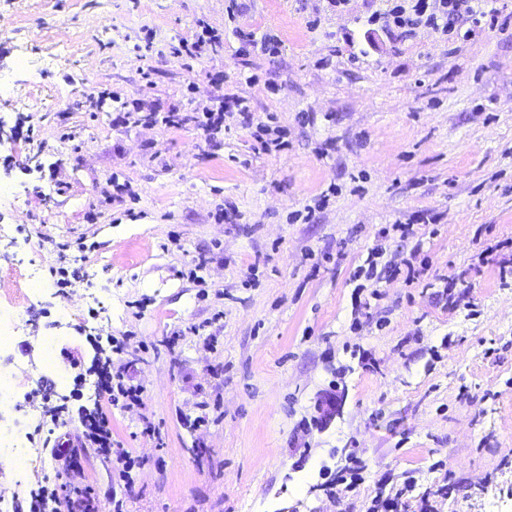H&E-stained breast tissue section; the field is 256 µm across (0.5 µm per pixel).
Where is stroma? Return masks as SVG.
Instances as JSON below:
<instances>
[{
	"label": "stroma",
	"mask_w": 512,
	"mask_h": 512,
	"mask_svg": "<svg viewBox=\"0 0 512 512\" xmlns=\"http://www.w3.org/2000/svg\"><path fill=\"white\" fill-rule=\"evenodd\" d=\"M383 6L0 0V224L33 245L0 242V311L29 286L14 265L50 286L12 348L42 428L25 471L0 447V512L62 484L111 512H363L394 486L398 512H512V0L473 41L370 30ZM203 25L224 44L185 67L170 46ZM49 55L31 86L20 57ZM232 94L249 113L198 129ZM269 117L284 149L253 137ZM126 336L134 411L94 372ZM98 413L139 456L131 478L83 447ZM57 448L79 473L49 467ZM325 465L339 496L315 488Z\"/></svg>",
	"instance_id": "obj_1"
}]
</instances>
